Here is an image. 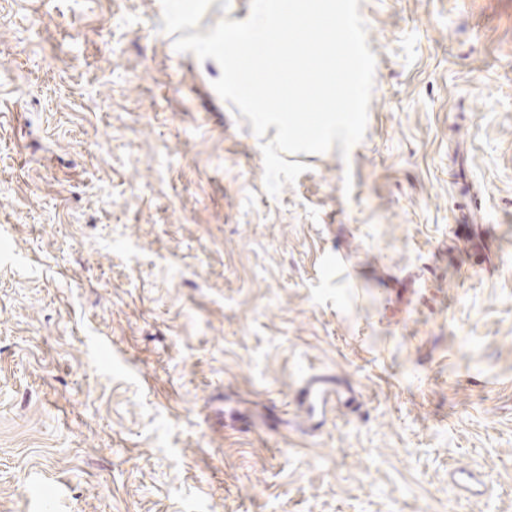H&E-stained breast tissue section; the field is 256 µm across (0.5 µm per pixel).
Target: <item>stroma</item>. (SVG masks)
I'll use <instances>...</instances> for the list:
<instances>
[{
    "mask_svg": "<svg viewBox=\"0 0 512 512\" xmlns=\"http://www.w3.org/2000/svg\"><path fill=\"white\" fill-rule=\"evenodd\" d=\"M177 2L0 0V512H512V0H359L365 135L275 197L173 47L250 0ZM354 399V389L344 380L329 373L307 376L296 393L301 412L300 422L307 430H316L325 422L328 406Z\"/></svg>",
    "mask_w": 512,
    "mask_h": 512,
    "instance_id": "stroma-1",
    "label": "stroma"
}]
</instances>
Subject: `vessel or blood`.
<instances>
[{
	"instance_id": "b4317fda",
	"label": "vessel or blood",
	"mask_w": 512,
	"mask_h": 512,
	"mask_svg": "<svg viewBox=\"0 0 512 512\" xmlns=\"http://www.w3.org/2000/svg\"><path fill=\"white\" fill-rule=\"evenodd\" d=\"M353 398V388L335 375L319 373L307 376L296 393L302 425L308 430L318 429L325 422L328 406L339 401L346 403Z\"/></svg>"
}]
</instances>
